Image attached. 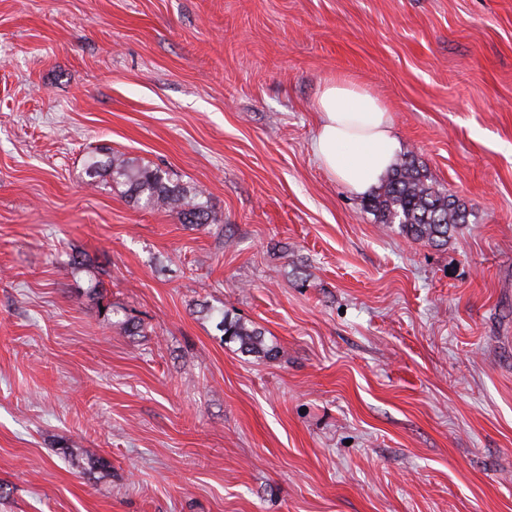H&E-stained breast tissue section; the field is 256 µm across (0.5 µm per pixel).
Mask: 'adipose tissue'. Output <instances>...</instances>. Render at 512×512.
<instances>
[{
  "mask_svg": "<svg viewBox=\"0 0 512 512\" xmlns=\"http://www.w3.org/2000/svg\"><path fill=\"white\" fill-rule=\"evenodd\" d=\"M317 108L314 153L320 166L355 194L378 186L400 150L388 107L363 87L331 80Z\"/></svg>",
  "mask_w": 512,
  "mask_h": 512,
  "instance_id": "ef3b65f1",
  "label": "adipose tissue"
}]
</instances>
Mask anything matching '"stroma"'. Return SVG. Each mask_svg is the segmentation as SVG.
Returning <instances> with one entry per match:
<instances>
[{
  "label": "stroma",
  "instance_id": "obj_1",
  "mask_svg": "<svg viewBox=\"0 0 512 512\" xmlns=\"http://www.w3.org/2000/svg\"><path fill=\"white\" fill-rule=\"evenodd\" d=\"M336 77L466 203L446 243L320 166ZM0 512H512V0H0ZM108 159L105 164L97 156L89 157L85 168L89 185L109 172L113 182L125 186V193L136 202L143 201L145 207L175 211L183 224L210 223L201 191L182 187L163 170L141 166L130 158L113 155ZM217 327L224 332V336L230 341L237 342L239 349L245 353L266 356L272 351L266 346L262 331L252 323L241 319H229L225 315ZM68 455L77 460H84L88 465V470L93 473L101 474L104 477L110 470L109 462L97 455L95 452L88 448H67Z\"/></svg>",
  "mask_w": 512,
  "mask_h": 512
}]
</instances>
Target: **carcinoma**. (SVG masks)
<instances>
[{"instance_id": "1", "label": "carcinoma", "mask_w": 512, "mask_h": 512, "mask_svg": "<svg viewBox=\"0 0 512 512\" xmlns=\"http://www.w3.org/2000/svg\"><path fill=\"white\" fill-rule=\"evenodd\" d=\"M107 173L112 174L113 182L126 187L130 198L146 207L174 211L183 224L210 223L207 207L201 202L202 192L178 185L159 168L141 166L122 156L113 155L105 163L94 155L89 157L85 168L88 184ZM368 208L380 223L398 225L399 233L406 237L436 244L448 241L449 234L467 223L468 218L465 203L439 191L413 157L392 167L378 191L369 198ZM218 327L245 353L266 356L271 352L262 331L249 322L225 315ZM68 455L86 461L93 473L104 476L110 470L109 462L89 448H70Z\"/></svg>"}]
</instances>
